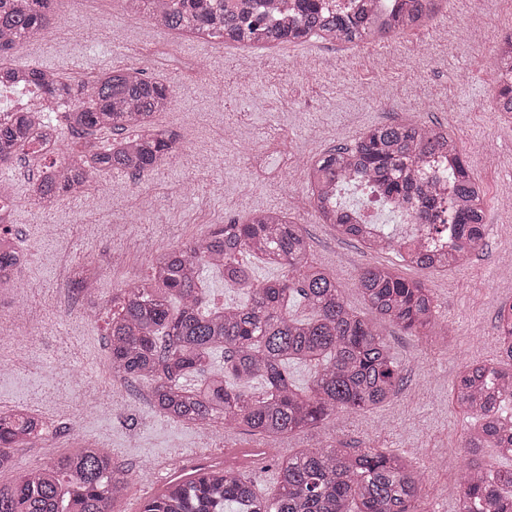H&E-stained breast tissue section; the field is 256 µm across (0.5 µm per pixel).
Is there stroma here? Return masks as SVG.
<instances>
[{
	"mask_svg": "<svg viewBox=\"0 0 512 512\" xmlns=\"http://www.w3.org/2000/svg\"><path fill=\"white\" fill-rule=\"evenodd\" d=\"M473 8L472 0H447L436 25L364 42L359 51L315 39L229 50L153 29L121 0H57L59 25L18 46L13 63L80 79L113 67L117 50H124L126 65L174 87L170 110L156 121L176 134L178 149L166 163L137 177L97 175L98 203L91 209L74 200L51 209L36 205L29 191L34 160L18 159L0 169V182L9 185L15 204L12 231L39 248L32 267L17 275L15 297L34 294L57 306L69 303L52 259L60 246L73 278L94 265L101 288L95 317L75 313L38 338V365L17 373L0 369V406L40 413L57 388L76 392L102 386L106 399L83 421L82 437L111 449L113 462L127 472L130 487L120 512H139L161 488L165 460H177L183 470L223 462V426L202 431L172 422L157 412L148 383L109 377L106 321L113 295L126 280L149 275L158 249L208 235L220 224L242 223L256 210L289 208L309 240L312 260L338 275L350 307L370 315L355 276L394 256L370 251L321 223L309 201L304 168L374 125L414 120L444 126L485 188L484 245L451 272L406 268L402 274L431 288L440 322L453 326L455 334L447 349L428 356L416 337L384 324L403 369L399 393L378 409L291 438L288 449L338 437L406 456L432 485L427 512H458L460 483L443 457L455 455L464 467L475 460L492 464L497 457L486 448L475 459L462 448L472 418L451 390L465 363L498 360L495 318L502 303L512 302V285L498 272L501 257L512 253V217L500 203L512 183V114L487 108L495 92L488 50L494 32L512 27V0H484L485 29H467ZM245 60L253 81L241 85L232 75ZM228 127L259 144L262 163L228 157ZM200 152L210 159L202 171L196 167ZM61 360L69 363L71 375L57 379L52 370ZM71 416L68 410L55 411L53 445L39 440L22 449L19 462L0 472V483H13L22 472L68 453Z\"/></svg>",
	"mask_w": 512,
	"mask_h": 512,
	"instance_id": "obj_1",
	"label": "stroma"
}]
</instances>
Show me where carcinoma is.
<instances>
[{
    "label": "carcinoma",
    "instance_id": "cac0c4a2",
    "mask_svg": "<svg viewBox=\"0 0 512 512\" xmlns=\"http://www.w3.org/2000/svg\"><path fill=\"white\" fill-rule=\"evenodd\" d=\"M55 0H0V88L38 93L36 112L76 141L62 154L34 127L30 110L0 123V162L18 155L39 161L30 187L52 206L90 187L101 171L140 174L176 150V139L154 118L171 108L173 88L140 68H109L86 82L59 71L9 63L14 48L55 23ZM134 13L182 36L255 44L357 42L396 35L431 17V0L380 14L372 0L352 12H329L319 0H296L283 14L278 0H125ZM495 63L512 70V38L497 48ZM117 138L101 147L99 134ZM448 158V179L423 184L424 160ZM311 203L324 224L398 262L363 269L356 288L376 319L355 313L344 301L336 274L314 264L301 225L276 210L256 211L242 224H224L201 240L157 251L151 273L119 289L108 327L112 373L151 384V398L167 419L202 428L222 424L259 435L269 444L348 413L368 412L391 400L402 369L380 331L383 322L430 348L448 341L439 325L430 288L399 273V266L444 272L478 251L485 235V190L463 159L458 142L437 127L403 121L368 128L349 146L327 151L307 170ZM364 186L402 214L416 234L399 236L362 223L361 210L341 192ZM0 215V283L17 271V251ZM448 241L436 253L417 234ZM274 272L257 280L242 255ZM218 269L224 282L249 290L242 305H205L200 270ZM306 304L299 319L290 307ZM502 359L472 361L453 386L457 403L473 415L462 447L495 448L512 461V304L497 315ZM224 353V366L214 363ZM314 367L306 387L288 372L292 364ZM261 391H250L253 382ZM40 426L23 408L0 410V471L14 466V451L32 442ZM276 492L260 494L235 467H200L171 480L143 503L141 512H426L422 471L382 448L340 440L279 458ZM458 512H512V468L492 464L460 471ZM129 479L112 464L109 449L81 445L11 485H0V512H117Z\"/></svg>",
    "mask_w": 512,
    "mask_h": 512
}]
</instances>
